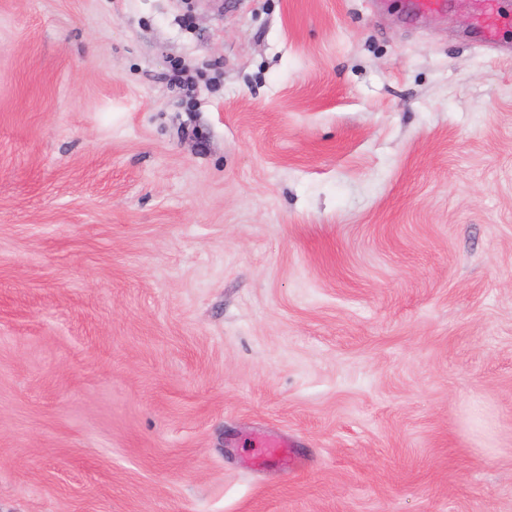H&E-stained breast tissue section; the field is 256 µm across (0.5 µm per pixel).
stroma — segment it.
I'll use <instances>...</instances> for the list:
<instances>
[{
	"mask_svg": "<svg viewBox=\"0 0 512 512\" xmlns=\"http://www.w3.org/2000/svg\"><path fill=\"white\" fill-rule=\"evenodd\" d=\"M408 4L0 0V512H512V0Z\"/></svg>",
	"mask_w": 512,
	"mask_h": 512,
	"instance_id": "stroma-1",
	"label": "stroma"
}]
</instances>
